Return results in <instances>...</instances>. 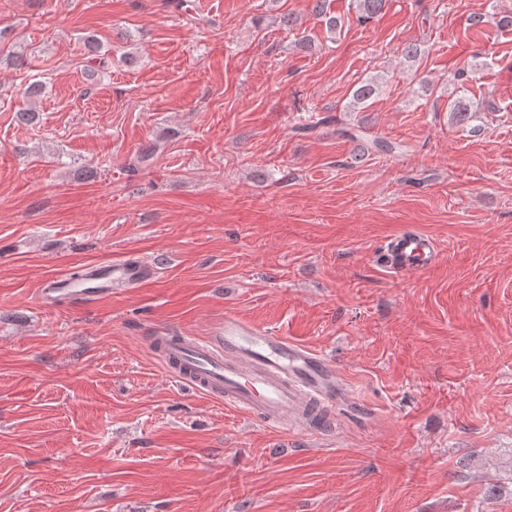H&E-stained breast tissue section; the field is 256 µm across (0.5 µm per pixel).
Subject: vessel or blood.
I'll return each instance as SVG.
<instances>
[{
  "mask_svg": "<svg viewBox=\"0 0 512 512\" xmlns=\"http://www.w3.org/2000/svg\"><path fill=\"white\" fill-rule=\"evenodd\" d=\"M439 256L429 237L403 231L388 240L378 259L394 273L412 274L430 269ZM150 274L148 264L120 258L86 264L79 280L56 275L51 285L54 293L91 300L118 288L140 287ZM155 349L175 381L274 427L318 428L321 412L342 391L328 359L229 313L205 338L165 332Z\"/></svg>",
  "mask_w": 512,
  "mask_h": 512,
  "instance_id": "b4317fda",
  "label": "vessel or blood"
}]
</instances>
